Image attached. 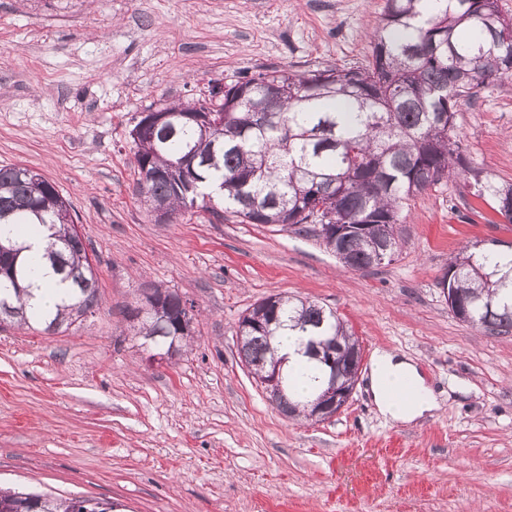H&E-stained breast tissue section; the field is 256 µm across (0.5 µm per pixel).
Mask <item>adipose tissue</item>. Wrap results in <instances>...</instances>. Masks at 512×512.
I'll return each instance as SVG.
<instances>
[{
    "label": "adipose tissue",
    "mask_w": 512,
    "mask_h": 512,
    "mask_svg": "<svg viewBox=\"0 0 512 512\" xmlns=\"http://www.w3.org/2000/svg\"><path fill=\"white\" fill-rule=\"evenodd\" d=\"M27 239L32 246L31 254L38 258V273L32 284V292L42 305L52 308L59 301L57 294L61 277L43 255L48 247L47 231L34 228L28 231ZM412 381L415 396L408 401L391 400L387 387L397 381ZM370 390L378 411L387 419L413 422L439 407L433 392L425 385L415 364L406 356L387 349L377 350L373 356L370 371Z\"/></svg>",
    "instance_id": "ef3b65f1"
}]
</instances>
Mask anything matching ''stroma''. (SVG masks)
<instances>
[{
    "mask_svg": "<svg viewBox=\"0 0 512 512\" xmlns=\"http://www.w3.org/2000/svg\"><path fill=\"white\" fill-rule=\"evenodd\" d=\"M384 0H0V165L78 216L99 308L67 331L0 329V485L120 512H512V335L458 320L439 280L466 244L512 247L478 184L512 183V77L457 118L468 172L412 198L392 261L343 268L277 224L199 208L154 223L134 186L143 112L266 70L364 61ZM194 304L183 356L153 357L142 284ZM288 293L336 311L363 359L335 417H283L237 354L240 318ZM413 360L441 408L378 411L376 349Z\"/></svg>",
    "mask_w": 512,
    "mask_h": 512,
    "instance_id": "35a3bbf8",
    "label": "stroma"
}]
</instances>
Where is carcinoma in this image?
<instances>
[{
    "mask_svg": "<svg viewBox=\"0 0 512 512\" xmlns=\"http://www.w3.org/2000/svg\"><path fill=\"white\" fill-rule=\"evenodd\" d=\"M413 29L401 40L400 33ZM366 63L304 72L273 70L224 85V98L173 101L162 109L173 117L157 128L137 122L135 193L147 213L165 209L178 215L198 200L219 195L225 211L246 224H280L314 234L344 266L380 264L379 239L400 248L399 214L406 201L467 169L455 133L460 107L477 90L512 76V16L498 0H385ZM207 104L224 110V121L200 124L182 115ZM268 110L263 123L257 107ZM191 157L194 180L173 171ZM433 174V180L424 176ZM38 182H33V177ZM497 213L512 206V185L486 184L478 190ZM70 204L39 172L0 167V324L39 328L51 334L83 321L99 305L96 275L86 243L73 236ZM326 224H349L340 240L323 233ZM43 226L52 239L47 257L62 280L70 282L69 303L42 313L29 298L33 268L27 245L16 229ZM512 277V255L485 249L481 258L461 248L440 279L463 308L462 322L494 336L512 334V299L503 287ZM147 305L136 335L168 354L181 353L192 336L176 291L146 284ZM259 326L239 348L254 377L266 374L275 359L274 343L285 329L308 337L306 355L314 364L285 372L283 391L269 395L284 416L312 419L311 403L293 400V388L315 374L320 393L329 387L327 369L314 352L321 345L350 363L358 338L336 313L299 296L275 294L252 306L241 322ZM109 500L57 498L0 487V512H114Z\"/></svg>",
    "mask_w": 512,
    "mask_h": 512,
    "instance_id": "carcinoma-1",
    "label": "carcinoma"
}]
</instances>
